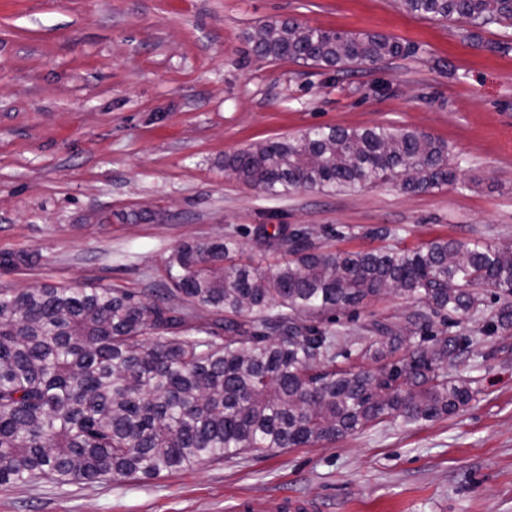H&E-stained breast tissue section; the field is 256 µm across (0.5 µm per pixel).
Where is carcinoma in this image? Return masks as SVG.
Here are the masks:
<instances>
[{"instance_id":"1","label":"carcinoma","mask_w":512,"mask_h":512,"mask_svg":"<svg viewBox=\"0 0 512 512\" xmlns=\"http://www.w3.org/2000/svg\"><path fill=\"white\" fill-rule=\"evenodd\" d=\"M429 19L455 16L465 37L512 28V0H401ZM254 52L338 67L405 53L370 33L260 25ZM267 196L328 194L394 178L417 193L453 183L448 146L412 128L317 127L252 146L225 161ZM255 241L289 259L239 262V243H183L168 287L146 299L122 288L0 290V486L147 478L246 450L275 453L335 440L392 417L405 427L454 414L475 390L448 378L457 336H435L378 375L337 369L336 337L318 322L395 294L422 305L399 329L378 325L392 354L430 315L467 314L481 294L512 299V243L434 239L416 249L339 252L302 229L258 224ZM201 307L210 319L193 320Z\"/></svg>"}]
</instances>
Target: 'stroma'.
Listing matches in <instances>:
<instances>
[{
  "instance_id": "35a3bbf8",
  "label": "stroma",
  "mask_w": 512,
  "mask_h": 512,
  "mask_svg": "<svg viewBox=\"0 0 512 512\" xmlns=\"http://www.w3.org/2000/svg\"><path fill=\"white\" fill-rule=\"evenodd\" d=\"M402 42L375 65L324 68L255 55L262 23ZM392 125L448 145L456 183L409 193L400 182L328 195L268 197L224 169L253 145L315 126ZM259 224L318 230L338 251L437 239L512 240V29L463 38L455 19L408 13L400 0H0V289L124 288L151 295L184 242L231 236L263 267ZM348 228L343 238L333 228ZM415 309L401 296L337 316L336 364L361 360L373 322L397 328ZM499 306L419 321L414 342L467 340L448 361L476 396L444 418L393 419L333 441L248 451L157 478L0 488V512H258L275 499L314 512H512V328Z\"/></svg>"
}]
</instances>
